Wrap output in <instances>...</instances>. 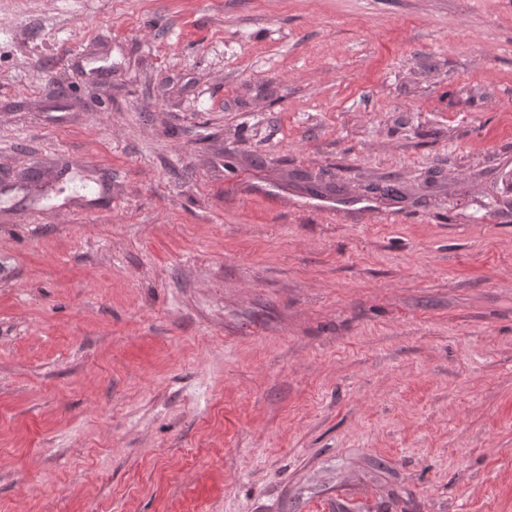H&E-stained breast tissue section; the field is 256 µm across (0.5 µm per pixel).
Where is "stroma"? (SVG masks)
<instances>
[{
    "label": "stroma",
    "instance_id": "obj_1",
    "mask_svg": "<svg viewBox=\"0 0 512 512\" xmlns=\"http://www.w3.org/2000/svg\"><path fill=\"white\" fill-rule=\"evenodd\" d=\"M33 171L0 512H512V0H0Z\"/></svg>",
    "mask_w": 512,
    "mask_h": 512
}]
</instances>
